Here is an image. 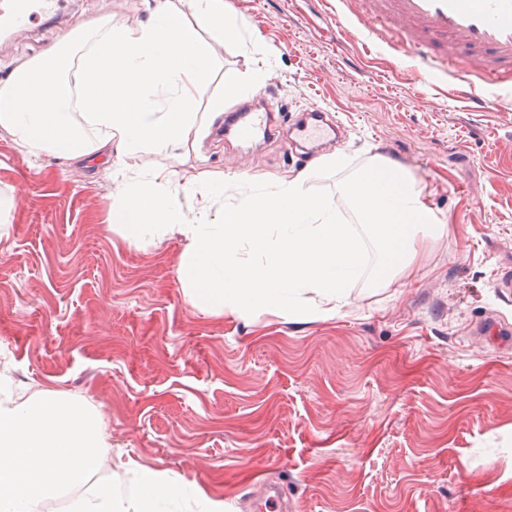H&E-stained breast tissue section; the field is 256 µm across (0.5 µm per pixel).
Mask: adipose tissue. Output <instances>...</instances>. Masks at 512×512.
<instances>
[{
    "label": "adipose tissue",
    "instance_id": "1",
    "mask_svg": "<svg viewBox=\"0 0 512 512\" xmlns=\"http://www.w3.org/2000/svg\"><path fill=\"white\" fill-rule=\"evenodd\" d=\"M243 23L224 0H187L130 28L92 20L40 57L21 63L0 86V134L36 159L162 155L194 144L223 99L200 108L198 92L213 70L209 38L237 43ZM342 172L332 196L309 193L316 171L270 183L254 180L220 211L224 183L146 166L112 197V223L141 242L179 234L186 241L181 279L193 302L218 314L262 311L300 321L331 318L348 288L410 273L422 241L444 236L412 175L380 156ZM126 492L88 486L68 512H222L197 487L137 469Z\"/></svg>",
    "mask_w": 512,
    "mask_h": 512
}]
</instances>
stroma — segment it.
<instances>
[{
	"label": "stroma",
	"mask_w": 512,
	"mask_h": 512,
	"mask_svg": "<svg viewBox=\"0 0 512 512\" xmlns=\"http://www.w3.org/2000/svg\"><path fill=\"white\" fill-rule=\"evenodd\" d=\"M164 0H74L82 21L129 27ZM260 47L215 41L209 100L226 72L267 69L290 111L339 114L354 166L397 155L447 226L414 271L359 281L332 318L296 321L193 306L184 241L129 243L111 227L119 183L104 163L33 160L0 136V367L17 396L64 394L103 413L112 461L97 483L129 490L161 471L254 512L258 482L290 512H512V346L468 335L488 313L512 324L495 280L512 266V112L468 111L445 76H425L361 35L336 37V0H225ZM63 29L0 39V82ZM156 164L226 188L299 174L274 144L205 132Z\"/></svg>",
	"instance_id": "1"
}]
</instances>
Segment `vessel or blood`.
<instances>
[{"instance_id": "1", "label": "vessel or blood", "mask_w": 512, "mask_h": 512, "mask_svg": "<svg viewBox=\"0 0 512 512\" xmlns=\"http://www.w3.org/2000/svg\"><path fill=\"white\" fill-rule=\"evenodd\" d=\"M336 26L349 35L355 23H363L371 44L386 45L392 53H415L420 64L439 57L479 54L485 58L487 74H512V0H338ZM69 0H0V31L9 32L65 16ZM487 81L465 71L456 76L455 90L468 109L484 112L510 108L512 99L487 98ZM262 102L255 111H232L227 133L256 142L273 134V119L283 105L268 89L257 93ZM343 124L327 118L323 109L310 108L303 120L288 126L280 147L287 157L314 158L318 149L338 141Z\"/></svg>"}]
</instances>
